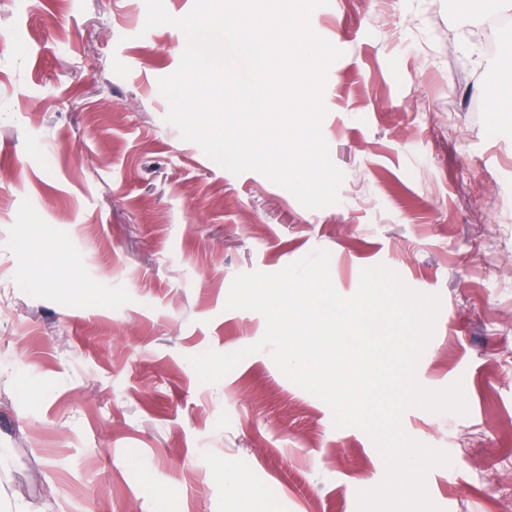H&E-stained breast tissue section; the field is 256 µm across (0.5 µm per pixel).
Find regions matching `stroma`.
I'll return each mask as SVG.
<instances>
[{"label": "stroma", "mask_w": 512, "mask_h": 512, "mask_svg": "<svg viewBox=\"0 0 512 512\" xmlns=\"http://www.w3.org/2000/svg\"><path fill=\"white\" fill-rule=\"evenodd\" d=\"M463 0H329L340 52L322 133L344 183L302 206L236 175L168 123L159 81L183 32L145 0H0V512H357L384 477L366 433L276 367L215 384L189 363L258 342L234 277L324 249L339 294L362 269L439 295L419 382H461L469 412L407 410L449 450L443 512H502L476 461L512 475V120L485 108L512 60L464 35ZM233 475L236 487L224 483Z\"/></svg>", "instance_id": "35a3bbf8"}]
</instances>
